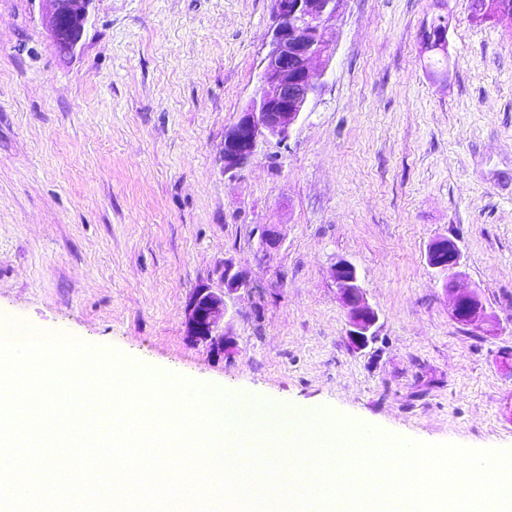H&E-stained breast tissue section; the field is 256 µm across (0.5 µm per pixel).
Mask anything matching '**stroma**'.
Listing matches in <instances>:
<instances>
[{
  "instance_id": "stroma-1",
  "label": "stroma",
  "mask_w": 512,
  "mask_h": 512,
  "mask_svg": "<svg viewBox=\"0 0 512 512\" xmlns=\"http://www.w3.org/2000/svg\"><path fill=\"white\" fill-rule=\"evenodd\" d=\"M440 15L446 49L424 51ZM273 24L271 0H94L63 57L37 0H0V316L271 409L512 450V27L471 0H343L308 114L228 173ZM437 238L490 323L452 318ZM228 257L252 288L224 356L185 309ZM342 259L379 317L362 349Z\"/></svg>"
}]
</instances>
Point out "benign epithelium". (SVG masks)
Here are the masks:
<instances>
[{"mask_svg": "<svg viewBox=\"0 0 512 512\" xmlns=\"http://www.w3.org/2000/svg\"><path fill=\"white\" fill-rule=\"evenodd\" d=\"M41 19L53 45L70 56L82 40L93 0H38ZM341 0H272L275 24L262 59L254 95L236 123L224 132V172L246 166L260 140L285 142L319 90L316 74H325L332 57L324 30L336 19ZM484 21L512 25V0H489ZM427 263L443 278L452 318L465 326L490 318L481 290L463 282L461 252L452 241H433ZM346 311L352 343L364 347L375 336L377 311L359 284L356 266L339 260L332 269ZM222 288L196 289L186 305L187 336L217 353L231 354L237 344L230 331L228 301L250 289L247 272L231 258L220 271Z\"/></svg>", "mask_w": 512, "mask_h": 512, "instance_id": "7a95c632", "label": "benign epithelium"}]
</instances>
